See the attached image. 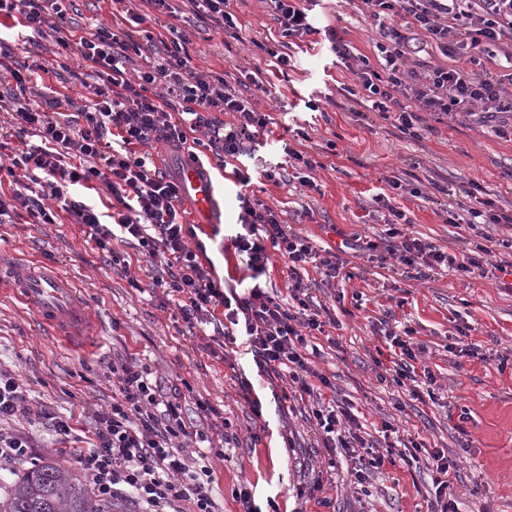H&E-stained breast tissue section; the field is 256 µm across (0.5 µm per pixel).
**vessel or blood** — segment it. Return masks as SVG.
Returning <instances> with one entry per match:
<instances>
[{
  "label": "vessel or blood",
  "mask_w": 512,
  "mask_h": 512,
  "mask_svg": "<svg viewBox=\"0 0 512 512\" xmlns=\"http://www.w3.org/2000/svg\"><path fill=\"white\" fill-rule=\"evenodd\" d=\"M181 183L194 200L203 223L220 224L224 215L217 195L218 184L202 175L193 162L181 170ZM8 282L13 293L29 308L54 336L68 340L91 332L92 315L83 305L74 282L38 263L18 262L11 254H0V282Z\"/></svg>",
  "instance_id": "vessel-or-blood-1"
}]
</instances>
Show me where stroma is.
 Returning a JSON list of instances; mask_svg holds the SVG:
<instances>
[{
  "instance_id": "obj_1",
  "label": "stroma",
  "mask_w": 512,
  "mask_h": 512,
  "mask_svg": "<svg viewBox=\"0 0 512 512\" xmlns=\"http://www.w3.org/2000/svg\"><path fill=\"white\" fill-rule=\"evenodd\" d=\"M242 25L231 38L211 24L183 23L187 51L195 68L209 75L234 74L236 68L267 72V93L255 106L275 123L260 147L273 156V140L306 127L302 145L315 163L319 185L274 184L252 174L246 194L284 210L293 229L317 249H335L342 239L383 234L373 217L372 196L387 191V178L411 180L418 196L397 197L396 207L410 219L403 230L448 253L466 255L476 233L493 243L512 238V227L487 224L473 231L445 223L437 202L438 186L480 184L505 210H512V140L495 129L512 116L456 115L436 122L416 138L341 94L353 76L326 46L291 47L292 68L272 67L266 46L282 40L264 0H238ZM316 26L336 27L358 54L376 61L378 32L348 0H317ZM224 193L223 224L201 223L189 214L198 239L216 259L219 276L227 268L218 256L224 227L240 209L232 170L213 166ZM43 261L79 288L95 318L82 344L51 337L34 313L0 284V369L21 379L27 413L11 426L35 442L28 457L0 465V488L9 486L33 464L51 458L71 469L80 466L74 449L88 447L93 413L111 403L120 384L113 366H146L164 390H186L185 416L203 432L230 428L235 439L223 456L209 455L217 512H240L236 498L247 486L261 512L276 502L279 512H430L436 485L426 459L412 460L410 443L445 451L454 465L448 472V512H512V275L462 277L445 269L411 278L395 260L353 259L349 279L323 284L315 271L303 276L314 304L336 320L332 343L315 357L316 370L336 389L337 401L350 404L360 434L377 441L384 464L366 484L347 471L343 449L324 448L322 435L307 418L309 401L283 400L284 381L259 374L242 348L210 344L212 326H190L175 317L176 307L162 291L136 292L120 270L105 265L85 240L80 225L62 217L57 224H33L24 208L0 216V252ZM389 322L409 329L429 366L433 386L381 381L392 355L380 328ZM471 326L478 347L474 357L453 353L458 329ZM212 407L200 414L197 401ZM78 422L68 441L51 436L40 423L41 406ZM391 433H383L384 424Z\"/></svg>"
}]
</instances>
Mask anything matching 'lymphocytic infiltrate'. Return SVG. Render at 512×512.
<instances>
[{"mask_svg":"<svg viewBox=\"0 0 512 512\" xmlns=\"http://www.w3.org/2000/svg\"><path fill=\"white\" fill-rule=\"evenodd\" d=\"M124 13L121 23L105 24L89 35L74 38L75 24L63 0H0V17L42 33L50 30L55 42L72 51L99 83L94 101L75 105L70 97L44 93L32 65L14 60L16 45L0 37V74L12 104L18 138L33 135L41 144L18 150L0 164V173L16 189L12 195L37 224H52L58 212H66L86 233L99 254L111 266L128 272V282L142 291L141 278L130 275L125 248L148 253L161 269L151 281L175 299L187 324H223V335L241 341L259 368L287 373L296 392L308 395V412L324 434L328 448L352 449L359 443L358 422L345 407L326 397L333 384L318 373L313 357L320 349L313 341L325 322L322 313L309 305L301 274L313 267L325 279L342 276L347 265L338 254L320 256L308 238L293 231L280 209L238 193L241 229L231 242L244 264L249 284L241 290L222 287L212 260H200L188 245L194 227L187 219L179 179L153 169L142 146L151 141L167 143L175 151H187L188 132L207 128L210 151L220 165L248 156L262 176L273 181L281 176L316 189L315 164L294 148L307 139L305 128L295 130L293 141L282 142L284 162L271 163L256 155L258 135L271 122L248 99L232 91V84L264 91L261 71L239 69L234 81L210 78L196 71L187 53V34L178 25L183 12L213 22L231 38L242 26L231 10L232 0H116ZM274 20L282 36L304 38L323 35L343 63L357 61L355 82L346 93L384 119L394 120L403 133L417 135L423 113L437 119L481 107L485 114L512 112V96L505 94L502 79L487 61L504 57L512 64V0H361L375 22L380 39L375 47L381 64L372 67L367 57L356 56L335 28L316 27L305 0H270ZM167 16L162 32L147 35L145 43L133 34L149 19L150 12ZM401 24H392V17ZM434 41L443 56L456 59L453 67H407L409 55L424 50V39ZM42 97L35 109L27 94ZM70 107L72 115L60 120L57 109ZM229 113L233 122L221 121ZM389 193L374 195L377 212L388 227L386 244L356 239L353 249L368 260L384 250L399 265L432 271L439 267L459 275L488 277L495 252L473 242L463 258L432 243L406 235V214L394 207L390 195L409 192V181L389 178ZM115 200L116 211L105 212L88 202V194ZM459 202L447 204L445 221L474 228L480 224H511L496 200L476 183L458 189ZM57 200L58 209L44 204ZM284 259L292 279L288 302L278 301L261 286L273 256ZM119 399L94 418V442L77 459L97 496L128 497L141 512H178L177 504H192V512H216L213 472L208 466L193 467L184 453L194 426L184 416L183 395L164 392L150 382L146 368L124 364L114 368Z\"/></svg>","mask_w":512,"mask_h":512,"instance_id":"lymphocytic-infiltrate-1","label":"lymphocytic infiltrate"}]
</instances>
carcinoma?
Wrapping results in <instances>:
<instances>
[{
    "instance_id": "carcinoma-1",
    "label": "carcinoma",
    "mask_w": 512,
    "mask_h": 512,
    "mask_svg": "<svg viewBox=\"0 0 512 512\" xmlns=\"http://www.w3.org/2000/svg\"><path fill=\"white\" fill-rule=\"evenodd\" d=\"M0 512H123L96 496L74 472L52 460L24 472L0 497Z\"/></svg>"
}]
</instances>
